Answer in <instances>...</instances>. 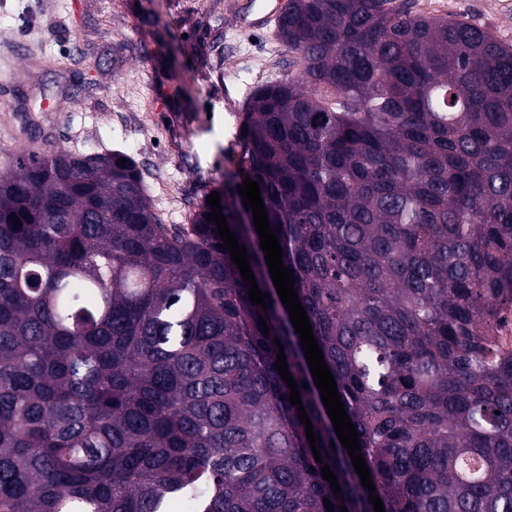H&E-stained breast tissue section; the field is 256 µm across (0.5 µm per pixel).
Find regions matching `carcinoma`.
Here are the masks:
<instances>
[{"label": "carcinoma", "mask_w": 512, "mask_h": 512, "mask_svg": "<svg viewBox=\"0 0 512 512\" xmlns=\"http://www.w3.org/2000/svg\"><path fill=\"white\" fill-rule=\"evenodd\" d=\"M277 35L296 72L248 97L218 191L265 311L207 202L162 223L125 150L0 173V512H374L247 177L385 512H512V46L392 0H288Z\"/></svg>", "instance_id": "cac0c4a2"}]
</instances>
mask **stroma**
<instances>
[{
	"label": "stroma",
	"instance_id": "1",
	"mask_svg": "<svg viewBox=\"0 0 512 512\" xmlns=\"http://www.w3.org/2000/svg\"><path fill=\"white\" fill-rule=\"evenodd\" d=\"M236 0H0V171L19 148L123 147L153 206L190 223L234 166L249 92L290 69L275 27ZM512 45V0H408Z\"/></svg>",
	"mask_w": 512,
	"mask_h": 512
}]
</instances>
